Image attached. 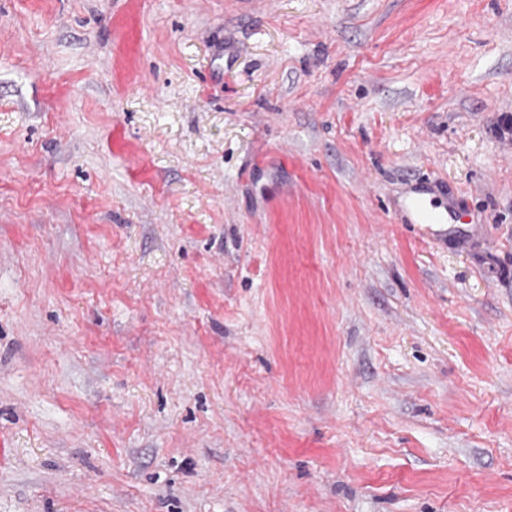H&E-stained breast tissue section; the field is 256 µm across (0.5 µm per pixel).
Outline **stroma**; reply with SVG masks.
Listing matches in <instances>:
<instances>
[{
    "label": "stroma",
    "instance_id": "35a3bbf8",
    "mask_svg": "<svg viewBox=\"0 0 512 512\" xmlns=\"http://www.w3.org/2000/svg\"><path fill=\"white\" fill-rule=\"evenodd\" d=\"M509 121L512 0H0V512H512ZM431 195L432 188L428 179L417 180L399 209L401 221L404 224L424 226L447 224L451 216L446 209H441L434 203Z\"/></svg>",
    "mask_w": 512,
    "mask_h": 512
}]
</instances>
